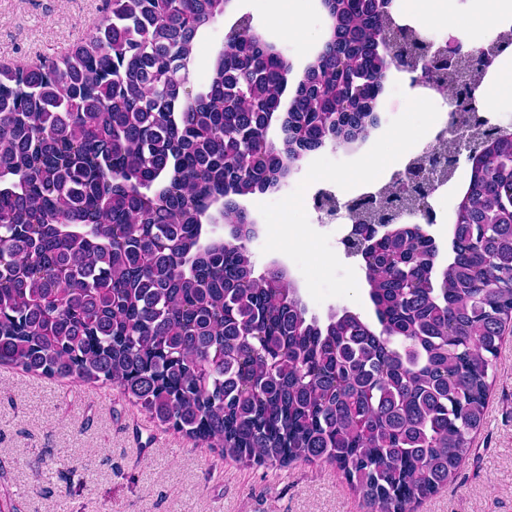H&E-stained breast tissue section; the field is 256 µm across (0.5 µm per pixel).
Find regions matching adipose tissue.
<instances>
[{
	"label": "adipose tissue",
	"instance_id": "1",
	"mask_svg": "<svg viewBox=\"0 0 512 512\" xmlns=\"http://www.w3.org/2000/svg\"><path fill=\"white\" fill-rule=\"evenodd\" d=\"M477 6L466 15L450 10L448 0H408L416 18L445 21L450 33L469 41L474 33L493 36L500 24L512 23V0H476Z\"/></svg>",
	"mask_w": 512,
	"mask_h": 512
}]
</instances>
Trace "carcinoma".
Returning <instances> with one entry per match:
<instances>
[{"instance_id": "cac0c4a2", "label": "carcinoma", "mask_w": 512, "mask_h": 512, "mask_svg": "<svg viewBox=\"0 0 512 512\" xmlns=\"http://www.w3.org/2000/svg\"><path fill=\"white\" fill-rule=\"evenodd\" d=\"M229 2L109 0L51 69L0 67V365L110 384L248 464L330 462L371 512H411L468 457L512 320V132L470 126L448 265L396 224L365 258L379 327L322 326L283 272L254 276L238 199L367 134L394 21L322 0L330 35L291 90L282 51L238 24L196 91L195 41ZM482 75L458 62L442 90L482 112ZM379 196L416 205L398 179ZM222 221L231 238L206 239Z\"/></svg>"}]
</instances>
